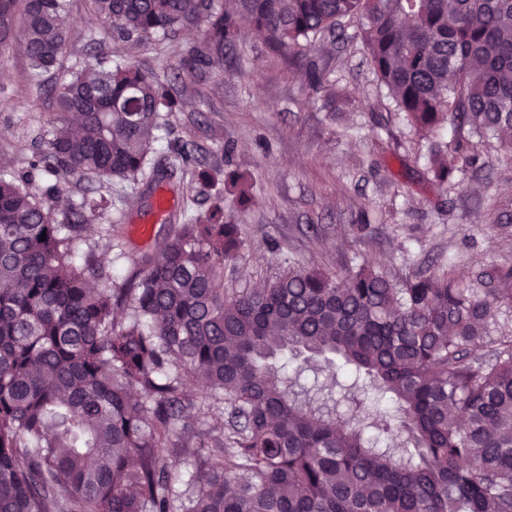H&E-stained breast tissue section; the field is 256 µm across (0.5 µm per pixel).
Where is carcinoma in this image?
Listing matches in <instances>:
<instances>
[{
    "label": "carcinoma",
    "mask_w": 512,
    "mask_h": 512,
    "mask_svg": "<svg viewBox=\"0 0 512 512\" xmlns=\"http://www.w3.org/2000/svg\"><path fill=\"white\" fill-rule=\"evenodd\" d=\"M91 2L124 43L204 27L205 67L246 16L317 90L326 74L307 53L355 17L410 125L434 135L451 117L512 150V0ZM18 8L31 75L55 71L69 0H0L1 27ZM54 94L48 151L0 174V512H512V335H491L512 267L394 279L365 262L343 284L290 264L228 292L244 229L221 197L172 214L165 245L118 283L97 248L78 252L85 226L114 183L152 195L156 132L179 100L104 54ZM481 167L465 137L430 146L440 187ZM42 172L55 182L36 191ZM65 176L95 195L56 212ZM192 180L249 199L199 160ZM206 409L217 434L199 427Z\"/></svg>",
    "instance_id": "1"
}]
</instances>
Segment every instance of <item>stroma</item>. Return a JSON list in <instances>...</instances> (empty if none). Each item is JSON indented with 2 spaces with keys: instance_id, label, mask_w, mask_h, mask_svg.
Returning a JSON list of instances; mask_svg holds the SVG:
<instances>
[{
  "instance_id": "stroma-1",
  "label": "stroma",
  "mask_w": 512,
  "mask_h": 512,
  "mask_svg": "<svg viewBox=\"0 0 512 512\" xmlns=\"http://www.w3.org/2000/svg\"><path fill=\"white\" fill-rule=\"evenodd\" d=\"M69 23L66 66L98 49L133 54L182 98L168 117L173 137L195 144L206 163L252 178V205L240 211L229 201L224 208L246 230L224 264L226 288L259 287L285 260L340 278L367 260L396 278L439 266L472 273L512 265V153L498 140L473 138L483 168L439 190L425 161L429 138L407 123L378 82L357 19H345L343 40L328 37L318 47L316 63L328 75L319 92L305 66L284 63L247 26L219 65L200 69L189 55L203 44L199 29L154 36L132 49L112 39L91 0H70ZM21 24L13 16L0 33V173L23 172L45 151L43 119L55 107L38 92L16 45ZM152 164L168 174L161 187L173 210L208 209L215 187L192 182L166 142L156 144ZM112 198L121 208L100 211L94 222L117 223L125 214L117 223L119 245L95 235L89 243L120 280L163 239L167 221L124 185H113Z\"/></svg>"
}]
</instances>
